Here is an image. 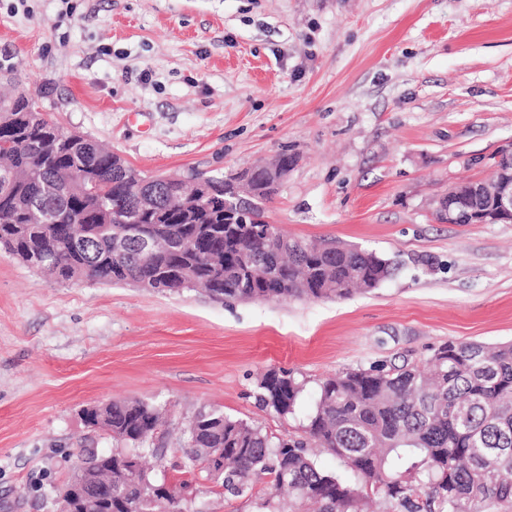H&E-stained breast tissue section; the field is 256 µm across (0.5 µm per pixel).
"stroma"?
Instances as JSON below:
<instances>
[{"label": "stroma", "mask_w": 512, "mask_h": 512, "mask_svg": "<svg viewBox=\"0 0 512 512\" xmlns=\"http://www.w3.org/2000/svg\"><path fill=\"white\" fill-rule=\"evenodd\" d=\"M0 64L11 92L149 175L288 153L267 221L400 263L343 300L221 302L0 252V512H57L80 449H112L84 407L163 406L165 455L146 464L176 484L199 410L296 434L328 376L512 341V223L434 215L512 153V0H0ZM271 369L308 382L293 416L257 401ZM193 488L194 512H252Z\"/></svg>", "instance_id": "obj_1"}]
</instances>
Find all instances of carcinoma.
Listing matches in <instances>:
<instances>
[{
  "label": "carcinoma",
  "instance_id": "carcinoma-1",
  "mask_svg": "<svg viewBox=\"0 0 512 512\" xmlns=\"http://www.w3.org/2000/svg\"><path fill=\"white\" fill-rule=\"evenodd\" d=\"M13 142L0 159V247L23 263L46 256L47 269L66 281L149 282L158 291L204 287L227 300L346 298L374 290L395 270L374 251L334 242L268 235L265 208L280 183L257 163L253 195L241 201L246 220L224 238L197 245L224 223V178L213 197L197 203L193 223L181 219L177 187L139 208L137 187L152 180L119 155L74 138L40 117L32 98L0 99V139ZM39 205L51 224H34ZM145 225L157 250L147 257L131 244L118 254L112 235L125 222ZM306 379L272 370L258 400L277 414L295 412ZM157 406L115 401L88 422L124 444L109 452L85 448L75 484L101 477V494L119 490L112 512H187L177 497L152 498L160 480L126 459L164 450L153 435ZM333 455L346 473L323 469L308 445ZM188 472L199 471L230 497H253L268 477L255 512H512V343L450 342L436 349L427 372L414 364L350 369L322 381L300 436H271L259 425L219 410H201L183 431ZM112 485H107V479Z\"/></svg>",
  "mask_w": 512,
  "mask_h": 512
}]
</instances>
